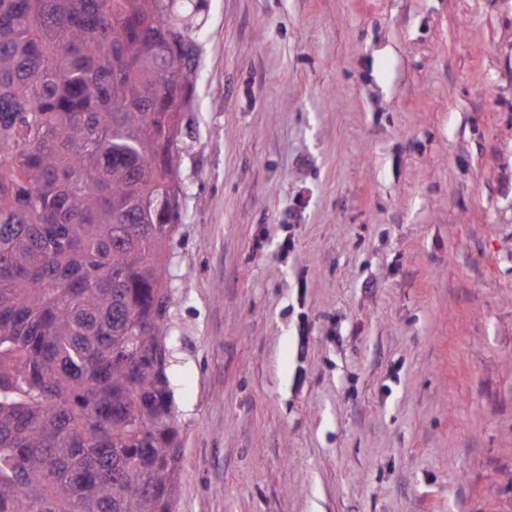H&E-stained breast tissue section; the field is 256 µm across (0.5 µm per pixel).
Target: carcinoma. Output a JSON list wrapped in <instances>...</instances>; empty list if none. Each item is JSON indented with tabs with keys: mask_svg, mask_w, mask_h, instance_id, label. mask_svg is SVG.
Masks as SVG:
<instances>
[{
	"mask_svg": "<svg viewBox=\"0 0 512 512\" xmlns=\"http://www.w3.org/2000/svg\"><path fill=\"white\" fill-rule=\"evenodd\" d=\"M174 0H0V512H173Z\"/></svg>",
	"mask_w": 512,
	"mask_h": 512,
	"instance_id": "obj_1",
	"label": "carcinoma"
}]
</instances>
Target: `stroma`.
Instances as JSON below:
<instances>
[{
    "mask_svg": "<svg viewBox=\"0 0 512 512\" xmlns=\"http://www.w3.org/2000/svg\"><path fill=\"white\" fill-rule=\"evenodd\" d=\"M174 10V512H512V0Z\"/></svg>",
    "mask_w": 512,
    "mask_h": 512,
    "instance_id": "obj_1",
    "label": "stroma"
}]
</instances>
